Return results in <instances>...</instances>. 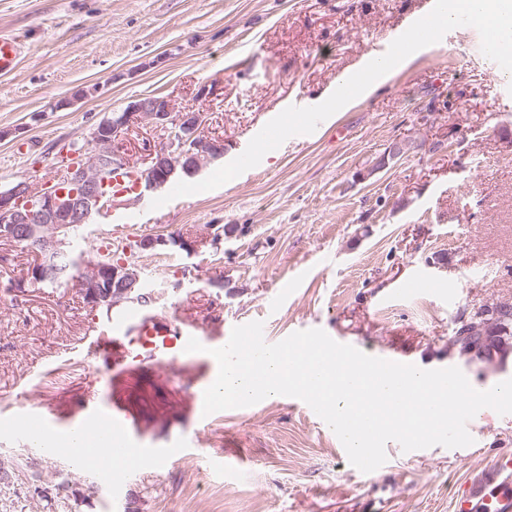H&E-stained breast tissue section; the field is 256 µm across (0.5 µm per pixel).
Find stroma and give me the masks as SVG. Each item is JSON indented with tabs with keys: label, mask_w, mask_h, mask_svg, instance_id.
<instances>
[{
	"label": "stroma",
	"mask_w": 512,
	"mask_h": 512,
	"mask_svg": "<svg viewBox=\"0 0 512 512\" xmlns=\"http://www.w3.org/2000/svg\"><path fill=\"white\" fill-rule=\"evenodd\" d=\"M431 2L0 0V32L23 46L0 77V186L57 177L61 145L148 95L206 112L208 136L224 142L208 177L287 105L323 102ZM211 84L213 101L199 95ZM397 143L405 153L388 160ZM151 202L118 205L124 224L94 217L72 244L88 257L116 235L194 242L141 256L144 311L227 333L260 321L274 340L319 328L371 356L458 367L480 391L512 378V352L483 362L449 347L475 306L512 303V77L482 54L476 29L449 31L234 181ZM34 260L0 240V455L28 448L30 408L56 410L50 433L63 438L91 390L125 405L143 446L197 438L135 477L75 466L98 487L81 512H454L459 490L512 454V414L491 409L469 425L472 445L413 455L391 441L367 474L318 415L280 397L199 423L182 370L114 383L85 359L88 328L107 315L75 287H22ZM414 278L442 290L403 295ZM216 448L240 479L208 470Z\"/></svg>",
	"instance_id": "stroma-1"
}]
</instances>
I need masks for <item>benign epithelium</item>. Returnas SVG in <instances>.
<instances>
[{
  "label": "benign epithelium",
  "mask_w": 512,
  "mask_h": 512,
  "mask_svg": "<svg viewBox=\"0 0 512 512\" xmlns=\"http://www.w3.org/2000/svg\"><path fill=\"white\" fill-rule=\"evenodd\" d=\"M204 113L175 111L166 97H144L129 104L119 118L103 117L91 130L89 148H74L61 153L63 175L54 182L34 187L18 181L0 190V239L25 240L36 256L30 279L44 281L57 275L45 257L65 252L70 246L69 229L88 223L93 217L112 212L114 197L105 192L108 171L129 162L123 140L129 130L143 121L167 133L162 146L149 150V164L142 168L139 182L142 193L162 188L173 170L168 166L169 151L183 160V168L198 173L202 161L194 154V139L204 126ZM123 260H104L88 278L76 280L94 309L111 312L119 301L142 300L138 281L127 276Z\"/></svg>",
  "instance_id": "7a95c632"
}]
</instances>
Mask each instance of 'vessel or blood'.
Segmentation results:
<instances>
[{
    "mask_svg": "<svg viewBox=\"0 0 512 512\" xmlns=\"http://www.w3.org/2000/svg\"><path fill=\"white\" fill-rule=\"evenodd\" d=\"M19 57L20 46L16 38L0 34L1 77L15 69ZM106 184L113 195L129 200L138 197L137 176L128 169L112 173ZM192 337L202 344V351L186 352V343ZM226 342V337L200 334L194 325L177 319L148 316L128 308L113 315L105 336L96 339L93 353L110 360L114 376L125 379L155 366L191 362L195 365L199 386L204 389L212 383L209 351ZM77 417L80 422L93 424L108 455L127 470L169 457L165 450L133 447L132 417L119 401L103 404L97 393H89ZM455 512H512V460H500L481 486L465 487L456 497Z\"/></svg>",
    "mask_w": 512,
    "mask_h": 512,
    "instance_id": "b4317fda",
    "label": "vessel or blood"
}]
</instances>
